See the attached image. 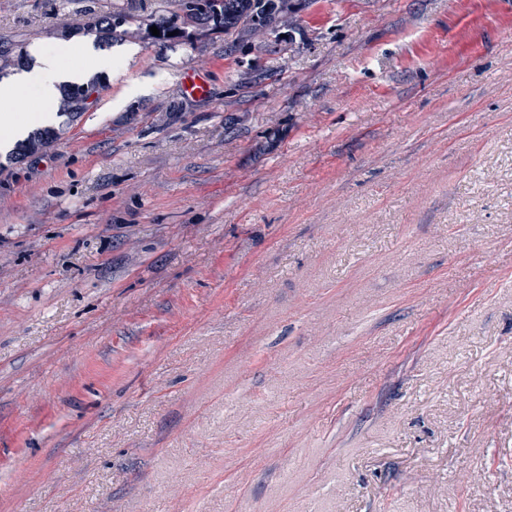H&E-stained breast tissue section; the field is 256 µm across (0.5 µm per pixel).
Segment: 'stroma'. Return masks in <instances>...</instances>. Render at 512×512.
I'll return each mask as SVG.
<instances>
[{"instance_id":"35a3bbf8","label":"stroma","mask_w":512,"mask_h":512,"mask_svg":"<svg viewBox=\"0 0 512 512\" xmlns=\"http://www.w3.org/2000/svg\"><path fill=\"white\" fill-rule=\"evenodd\" d=\"M88 8L0 0V40ZM293 40L102 43L0 155V512H512V0ZM179 84L182 93L189 98H204L210 93V82L198 67L185 69L181 73ZM55 139H57V135L50 129L37 131L33 133L27 141L20 144L16 154L25 156L43 152L46 148L51 146Z\"/></svg>"}]
</instances>
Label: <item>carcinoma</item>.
Wrapping results in <instances>:
<instances>
[{"mask_svg": "<svg viewBox=\"0 0 512 512\" xmlns=\"http://www.w3.org/2000/svg\"><path fill=\"white\" fill-rule=\"evenodd\" d=\"M306 0H158L149 13L140 14L136 0H123L112 5V12L99 15L92 10L84 13L82 22L75 28L63 27L59 35L66 38L77 31L99 41H116L131 34V27L155 26L160 31L155 40L185 43L192 51L199 50L193 35L203 29H222L238 46L261 38L284 44V49L293 50V39L281 37L283 30L294 29L299 21V12ZM176 35H171V32ZM98 92L97 85H68L64 88L61 106L73 117L86 111L90 99ZM57 135L50 129L33 133L20 144L21 156L35 154L50 147Z\"/></svg>", "mask_w": 512, "mask_h": 512, "instance_id": "cac0c4a2", "label": "carcinoma"}]
</instances>
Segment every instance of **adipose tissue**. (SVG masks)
Returning a JSON list of instances; mask_svg holds the SVG:
<instances>
[{"label":"adipose tissue","instance_id":"obj_1","mask_svg":"<svg viewBox=\"0 0 512 512\" xmlns=\"http://www.w3.org/2000/svg\"><path fill=\"white\" fill-rule=\"evenodd\" d=\"M76 53L79 60L74 63L66 60L58 51H41L36 54L31 67L17 70L0 80V153L12 151L18 142L30 134L33 125H50L55 122V106L64 86L88 80L83 60H97L103 68L109 64L108 58L98 55L93 43H83ZM21 98L37 102L34 117L25 120L12 118L11 107Z\"/></svg>","mask_w":512,"mask_h":512}]
</instances>
